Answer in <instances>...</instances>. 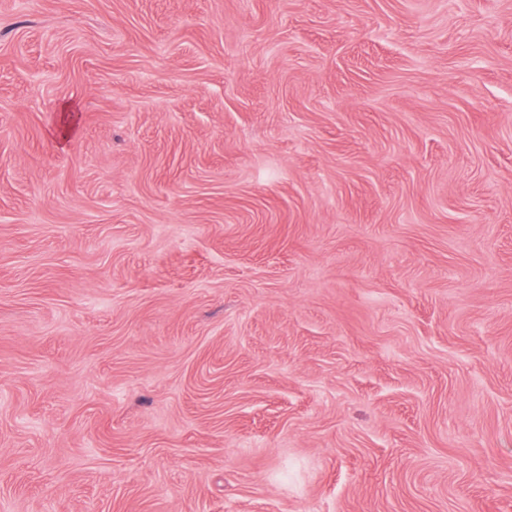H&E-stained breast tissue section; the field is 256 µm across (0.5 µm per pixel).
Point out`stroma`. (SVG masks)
<instances>
[{
  "label": "stroma",
  "instance_id": "obj_1",
  "mask_svg": "<svg viewBox=\"0 0 512 512\" xmlns=\"http://www.w3.org/2000/svg\"><path fill=\"white\" fill-rule=\"evenodd\" d=\"M0 512H512V0H0Z\"/></svg>",
  "mask_w": 512,
  "mask_h": 512
}]
</instances>
